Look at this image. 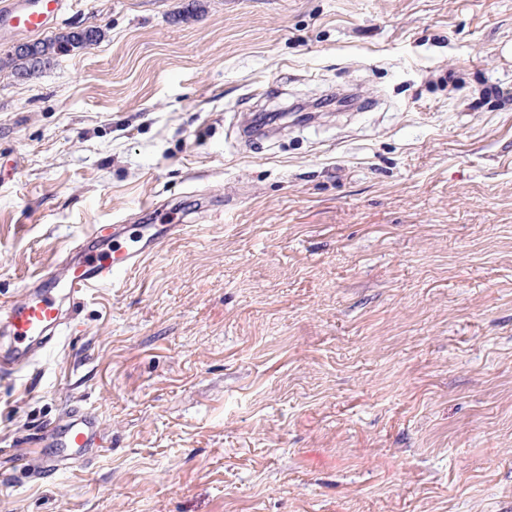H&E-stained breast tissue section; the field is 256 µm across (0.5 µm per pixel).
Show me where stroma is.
<instances>
[{
    "label": "stroma",
    "mask_w": 512,
    "mask_h": 512,
    "mask_svg": "<svg viewBox=\"0 0 512 512\" xmlns=\"http://www.w3.org/2000/svg\"><path fill=\"white\" fill-rule=\"evenodd\" d=\"M78 25L29 78L0 36V298L114 225L191 230L0 379V512H512V0ZM76 405L106 452L24 479ZM103 38V32L98 27L88 30L70 31L53 38L34 43L33 54L14 51L11 60L15 63L16 74L29 78L38 72L42 65L55 55L66 53L74 49H81L97 44Z\"/></svg>",
    "instance_id": "obj_1"
}]
</instances>
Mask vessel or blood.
I'll use <instances>...</instances> for the list:
<instances>
[{"label": "vessel or blood", "instance_id": "obj_1", "mask_svg": "<svg viewBox=\"0 0 512 512\" xmlns=\"http://www.w3.org/2000/svg\"><path fill=\"white\" fill-rule=\"evenodd\" d=\"M73 6V0H0V32L39 35ZM184 224H148L130 243H78L69 253L67 274L49 268L39 273L17 300H0V377L20 373L72 332V306L85 293L113 283L116 271L137 266L166 240L187 232ZM48 453L40 473L86 467L89 451L101 445V424L89 409L68 412L64 424L45 436Z\"/></svg>", "mask_w": 512, "mask_h": 512}]
</instances>
